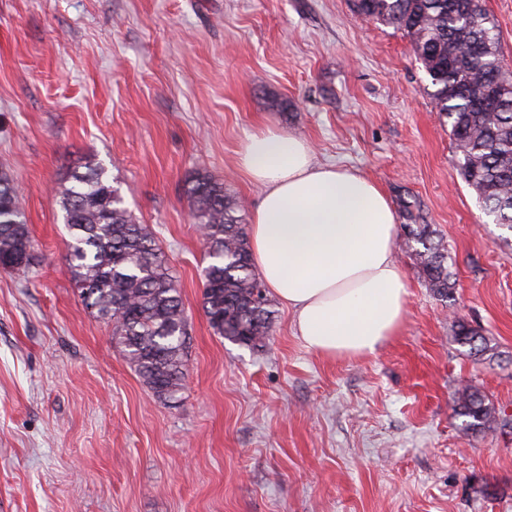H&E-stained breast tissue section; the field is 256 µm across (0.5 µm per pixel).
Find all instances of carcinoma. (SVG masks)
<instances>
[{"instance_id": "carcinoma-1", "label": "carcinoma", "mask_w": 512, "mask_h": 512, "mask_svg": "<svg viewBox=\"0 0 512 512\" xmlns=\"http://www.w3.org/2000/svg\"><path fill=\"white\" fill-rule=\"evenodd\" d=\"M451 0H353L355 12L404 31L431 85L439 111L448 118L460 175L495 223L512 231V75L503 67L496 25L482 8L471 22L455 21ZM497 73L505 94L495 112H473L469 100L454 93ZM211 262L203 276L202 306L218 336L258 348L271 335L275 311L254 270L244 230L243 205L224 183L205 171L185 180ZM70 241L66 259L80 297L95 316L112 327L119 345L153 393L171 399L180 391L187 367L186 318L181 289L153 232L137 223L94 155L60 190ZM405 245L413 252L429 287L446 300L454 282L448 249L429 224H406ZM33 241L22 197L12 174L0 170V263L26 269ZM454 341L474 360L492 358L496 346L462 320L453 325ZM453 411L467 434L496 426L501 411L472 385L457 390Z\"/></svg>"}]
</instances>
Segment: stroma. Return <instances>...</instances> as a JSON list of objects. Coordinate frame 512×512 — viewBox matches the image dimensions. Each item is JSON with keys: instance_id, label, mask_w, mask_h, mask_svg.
<instances>
[{"instance_id": "obj_1", "label": "stroma", "mask_w": 512, "mask_h": 512, "mask_svg": "<svg viewBox=\"0 0 512 512\" xmlns=\"http://www.w3.org/2000/svg\"><path fill=\"white\" fill-rule=\"evenodd\" d=\"M432 92L403 31L352 0H0V169L35 246L29 269L0 268V512H512V431L471 436L453 413L471 384L512 414V232L459 176ZM265 124L448 248L443 301L395 244L408 302L375 356L309 351L279 302L258 350L209 325L185 179L207 171L255 209L238 153ZM89 154L181 288L174 399L71 278L58 190ZM458 319L494 358L454 342Z\"/></svg>"}]
</instances>
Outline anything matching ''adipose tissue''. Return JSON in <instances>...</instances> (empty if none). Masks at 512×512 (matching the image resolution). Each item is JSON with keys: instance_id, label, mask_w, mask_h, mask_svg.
Listing matches in <instances>:
<instances>
[{"instance_id": "1", "label": "adipose tissue", "mask_w": 512, "mask_h": 512, "mask_svg": "<svg viewBox=\"0 0 512 512\" xmlns=\"http://www.w3.org/2000/svg\"><path fill=\"white\" fill-rule=\"evenodd\" d=\"M240 163L262 190L253 264L291 311L296 336L328 356L378 352L399 331L407 298L384 191L358 171L318 163L304 138L273 126L246 135Z\"/></svg>"}]
</instances>
